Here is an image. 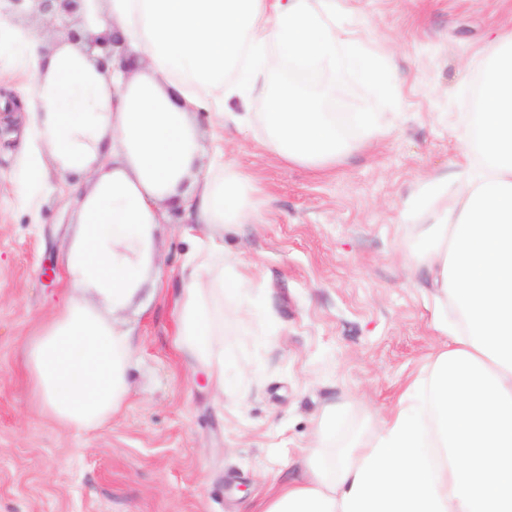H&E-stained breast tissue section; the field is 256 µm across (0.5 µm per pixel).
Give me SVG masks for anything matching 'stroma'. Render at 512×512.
<instances>
[{"instance_id": "stroma-1", "label": "stroma", "mask_w": 512, "mask_h": 512, "mask_svg": "<svg viewBox=\"0 0 512 512\" xmlns=\"http://www.w3.org/2000/svg\"><path fill=\"white\" fill-rule=\"evenodd\" d=\"M346 35L381 45L393 93L347 63L320 70L312 98L340 118L355 152L326 169L286 162L261 124L198 115L202 171L258 187L261 221L216 237L250 280L224 296V391L192 369L175 336L182 271L199 225L173 214L155 244L157 279L120 315L134 337L129 394L106 424L62 426L34 411L22 350L67 293L72 178L21 184L34 76L0 44V512H252L305 474L306 448L337 459L405 383L426 379L448 337L411 254L442 204L432 185L463 180L471 97L512 0H347ZM375 112L366 134L357 115ZM339 415L321 433L326 407Z\"/></svg>"}]
</instances>
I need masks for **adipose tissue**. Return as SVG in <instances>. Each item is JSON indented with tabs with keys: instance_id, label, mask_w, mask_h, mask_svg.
<instances>
[{
	"instance_id": "adipose-tissue-1",
	"label": "adipose tissue",
	"mask_w": 512,
	"mask_h": 512,
	"mask_svg": "<svg viewBox=\"0 0 512 512\" xmlns=\"http://www.w3.org/2000/svg\"><path fill=\"white\" fill-rule=\"evenodd\" d=\"M344 0H83L84 34L114 31L148 57L145 73L113 83L82 43L50 49L0 15L14 50L37 76L34 138L24 173L44 165L73 176L81 198L67 248L70 291L26 346L33 408L92 429L123 405L132 341L112 320L145 288L156 265L158 225L176 202L192 224H255L256 186L238 172L201 176L197 115L223 120L227 102L262 96L266 143L283 160L323 169L351 144L314 99L260 87L270 50L299 64L346 60L379 93L391 81L384 48L347 38ZM479 81L478 160L448 197L413 254L437 300L457 306L428 385L410 382L388 416L327 467L305 451L307 474L283 484L256 512H512V32ZM235 71L227 79V71ZM250 113L237 116L250 124ZM223 253L196 247L184 268L176 319L179 349L224 389Z\"/></svg>"
}]
</instances>
